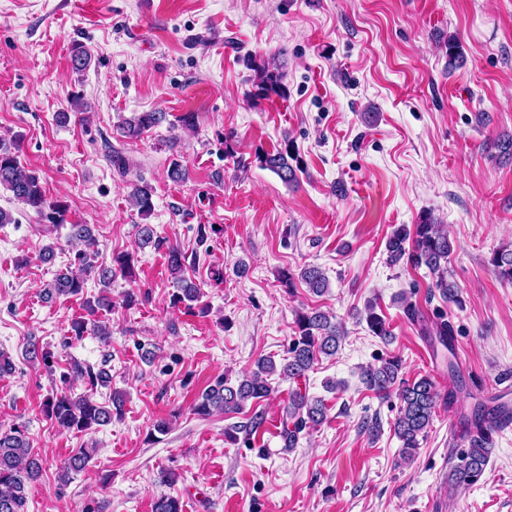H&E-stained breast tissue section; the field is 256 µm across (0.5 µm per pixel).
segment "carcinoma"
<instances>
[{
  "mask_svg": "<svg viewBox=\"0 0 512 512\" xmlns=\"http://www.w3.org/2000/svg\"><path fill=\"white\" fill-rule=\"evenodd\" d=\"M254 72V96L267 99L271 95L283 93L280 65L273 57L254 58L251 61ZM165 120L163 112H140L125 119L121 124L122 134L127 138H138L145 131ZM261 165L274 172L281 181L294 187L297 184L299 166L297 156L290 147L278 148L258 156ZM0 188L12 193L13 197L43 216L44 210H52L53 223L63 221L66 207L61 204H47L46 193L39 175L23 166L12 150L0 144ZM152 186L147 183L133 185L129 192L131 204L144 216L153 211ZM70 238L84 243L85 249L78 251V268L70 272L57 274L54 282L45 288L44 295L53 297H75L83 292L87 280L93 278L107 291L112 284L113 269L98 267L91 260L97 242L87 224L70 225ZM453 242L448 237L447 225L438 221L432 212L424 211L411 226L403 225L394 230L386 242V251L390 262L396 264L405 261L415 269L426 267L435 276L432 287L448 302H460L457 284L448 280V257L453 252ZM493 271L501 282L512 283V248L495 251L489 260ZM168 267L176 284L173 304L198 300L200 288L185 275L186 253L178 247L168 250ZM300 282L309 292L321 296L329 288V280L323 270L315 265H306L298 273L287 271L282 274V282L293 286ZM408 316L422 323V332L434 344L438 343L448 351H454L452 339L454 329L450 321L442 319L429 324L425 320L424 310L406 305ZM366 321L372 333L384 340L392 333L383 316L370 305L367 308ZM298 331L291 340L287 357L281 365H276L270 357L261 358L256 369L243 376L236 384L227 379L216 380L198 398L193 407L194 414L207 417L213 413L225 415L240 414L247 403L260 401L272 391L269 377L276 375L280 379L295 385L288 393V400L281 408V438L284 446L297 445L300 434L320 425L326 418V406L323 400L314 398L300 387L307 380L308 372L323 355L333 356L339 347L343 331L331 316L319 308H311L298 315ZM402 361L396 357L381 358L379 364L365 367L361 379L366 387L382 398L396 396L399 400L397 414L392 423L394 435L401 442V455L405 459L414 457L420 446V439L426 436L435 413L438 391L436 381L429 375H423L413 381L400 377ZM77 377L86 380L90 388L107 385L109 373L101 368H84L74 365ZM124 406L122 395L113 393L110 401L99 405L88 395L75 397L62 391L48 397L44 410L48 418L64 429L75 428L83 431L94 425H106L112 415L121 414ZM265 418L254 413L247 421L234 426V430L250 437L263 427ZM462 428V450L459 463L450 473L451 480L458 484L474 485L483 477L493 449V440L489 434L501 426L498 412L478 405L471 413L459 416ZM93 449L82 448L65 460L58 471L59 486L70 482V475L86 467ZM42 463L32 453L30 442L24 431L13 428L0 432V512H27L28 485L42 475ZM153 512H183L179 498L163 494L153 504Z\"/></svg>",
  "mask_w": 512,
  "mask_h": 512,
  "instance_id": "obj_1",
  "label": "carcinoma"
}]
</instances>
